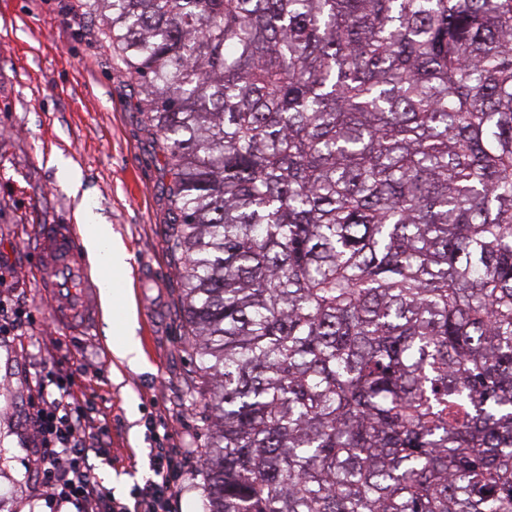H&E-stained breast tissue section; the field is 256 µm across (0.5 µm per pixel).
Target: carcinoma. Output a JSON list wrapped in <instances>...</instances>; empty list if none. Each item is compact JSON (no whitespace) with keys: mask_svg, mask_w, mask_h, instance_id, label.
<instances>
[{"mask_svg":"<svg viewBox=\"0 0 512 512\" xmlns=\"http://www.w3.org/2000/svg\"><path fill=\"white\" fill-rule=\"evenodd\" d=\"M172 176L207 512H512V0H88Z\"/></svg>","mask_w":512,"mask_h":512,"instance_id":"carcinoma-1","label":"carcinoma"}]
</instances>
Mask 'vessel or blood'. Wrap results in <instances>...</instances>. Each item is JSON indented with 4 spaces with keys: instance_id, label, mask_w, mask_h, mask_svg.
<instances>
[{
    "instance_id": "obj_1",
    "label": "vessel or blood",
    "mask_w": 512,
    "mask_h": 512,
    "mask_svg": "<svg viewBox=\"0 0 512 512\" xmlns=\"http://www.w3.org/2000/svg\"><path fill=\"white\" fill-rule=\"evenodd\" d=\"M40 284L49 298L52 321L71 331H84L98 320L97 285L80 230L74 224H46L39 233Z\"/></svg>"
}]
</instances>
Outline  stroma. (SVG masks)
Instances as JSON below:
<instances>
[{
  "label": "stroma",
  "instance_id": "stroma-1",
  "mask_svg": "<svg viewBox=\"0 0 512 512\" xmlns=\"http://www.w3.org/2000/svg\"><path fill=\"white\" fill-rule=\"evenodd\" d=\"M80 173L71 185L54 165ZM170 176L139 106V88L86 0H0V299L33 317L25 339L0 343V512H76L56 507L38 477L29 398L34 375L72 381L93 404L94 477L128 499L153 478L154 448L182 458L171 512H203L208 411L200 364L186 339L182 263L167 245ZM111 224L131 256L137 335L146 358L115 366L104 329L55 325L37 284L44 224H76L85 205Z\"/></svg>",
  "mask_w": 512,
  "mask_h": 512
}]
</instances>
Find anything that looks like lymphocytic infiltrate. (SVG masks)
I'll list each match as a JSON object with an SVG mask.
<instances>
[{
	"label": "lymphocytic infiltrate",
	"instance_id": "1",
	"mask_svg": "<svg viewBox=\"0 0 512 512\" xmlns=\"http://www.w3.org/2000/svg\"><path fill=\"white\" fill-rule=\"evenodd\" d=\"M30 404L42 457L40 475L54 489L56 504L75 505L79 512H169L177 455L156 449L152 464L155 480L136 488L132 503H124L91 476L87 412L68 385L38 375Z\"/></svg>",
	"mask_w": 512,
	"mask_h": 512
}]
</instances>
